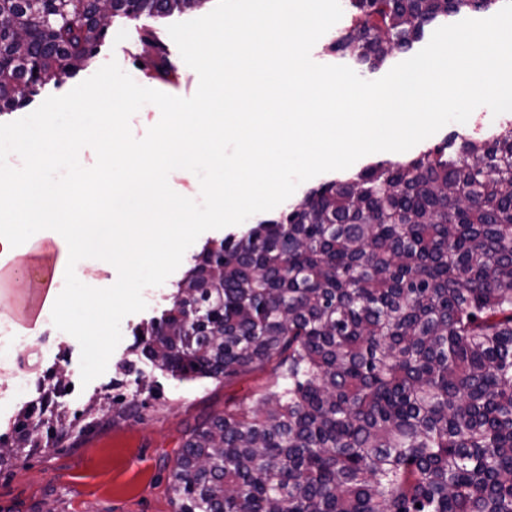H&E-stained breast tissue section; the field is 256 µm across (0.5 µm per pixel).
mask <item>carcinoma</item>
I'll return each instance as SVG.
<instances>
[{
	"instance_id": "carcinoma-1",
	"label": "carcinoma",
	"mask_w": 512,
	"mask_h": 512,
	"mask_svg": "<svg viewBox=\"0 0 512 512\" xmlns=\"http://www.w3.org/2000/svg\"><path fill=\"white\" fill-rule=\"evenodd\" d=\"M500 0H349L370 69ZM201 0H0V112L88 64L102 15ZM137 350L179 380L266 382L190 429L174 512H512V128L322 183L206 243ZM141 389L112 411L135 418ZM41 424L16 447L38 448Z\"/></svg>"
}]
</instances>
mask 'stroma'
I'll return each instance as SVG.
<instances>
[{
    "label": "stroma",
    "mask_w": 512,
    "mask_h": 512,
    "mask_svg": "<svg viewBox=\"0 0 512 512\" xmlns=\"http://www.w3.org/2000/svg\"><path fill=\"white\" fill-rule=\"evenodd\" d=\"M216 0L201 7L163 17L112 18L97 47L95 58L59 81L26 93L20 104L0 112V123L18 120L37 109L51 95H63L93 75L108 61H117L138 84L170 95L189 97L198 87L197 73L184 66L167 28L209 13ZM164 47L173 71L168 78L152 77L144 63L146 37ZM512 112L493 115L488 107L474 110L466 123H450L420 142V149L449 143L460 136L493 139ZM16 275L0 283V320L19 325L21 316L37 314V264L33 254L14 261ZM176 270L157 288L144 290V311L125 317L122 340L106 372L89 385L80 382V346L62 331L30 336L27 348L0 359V439L14 440V426L28 402L55 384L68 386L63 405L57 406L53 427L63 431L58 444L27 452L21 461L0 465V512H173L168 494L169 474L188 429L222 413L225 403L255 388V379L225 385L211 379L178 381L154 369L134 354L137 328L160 316L170 304L175 284L183 277ZM131 362V379L115 386L116 369ZM147 406L140 420H113L112 404L136 391Z\"/></svg>",
    "instance_id": "35a3bbf8"
}]
</instances>
